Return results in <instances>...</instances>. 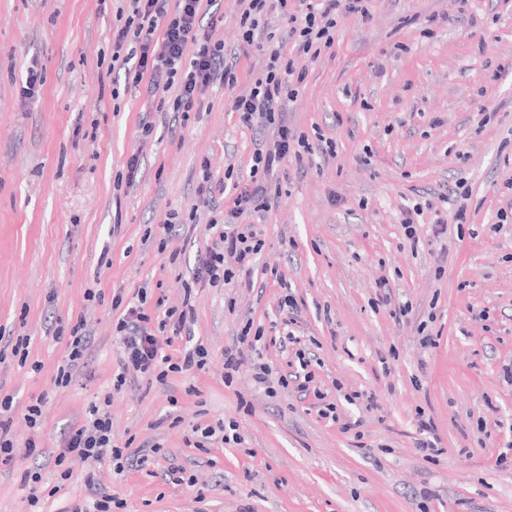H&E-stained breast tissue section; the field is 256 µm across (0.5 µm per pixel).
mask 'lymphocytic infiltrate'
Instances as JSON below:
<instances>
[{"label":"lymphocytic infiltrate","instance_id":"1","mask_svg":"<svg viewBox=\"0 0 512 512\" xmlns=\"http://www.w3.org/2000/svg\"><path fill=\"white\" fill-rule=\"evenodd\" d=\"M129 2L127 10L118 11L112 30V66L124 71L133 85L144 86L147 98H155L159 89L177 88L173 109L188 113L214 81L235 86L236 77L224 58L223 44L210 43L199 34L202 7L215 0H177L171 10L167 9L166 0ZM343 14L367 16V0H307L304 9L289 17L290 33L297 39L300 51L310 53L316 44L331 46ZM305 74L298 59L276 47L271 49L267 65L254 79L249 93L229 96L227 107L238 114L243 124L278 126L279 139L272 151L253 154L246 184L233 208L225 212L217 240L199 257L194 283L214 286L231 283L239 275H251L264 241L255 225L239 223V216L247 209H270L268 177L275 163L289 155L299 161L315 152L306 135H294L283 125L279 106L281 99L297 98ZM137 297V302L127 305L121 298L112 300L113 306L123 309L115 332L122 345L124 371L113 379L114 391L122 389L131 373L162 382L172 373L204 371L209 353L202 343L184 347L175 359L164 351L173 338L186 331L189 309H169L157 318L145 307L146 291H138ZM111 403V394L91 402L85 424L69 432L62 451L55 457L61 480L72 476L66 464L72 454L89 462L111 458L119 473L133 462L127 446L119 445L112 436Z\"/></svg>","mask_w":512,"mask_h":512}]
</instances>
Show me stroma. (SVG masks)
<instances>
[{"label": "stroma", "mask_w": 512, "mask_h": 512, "mask_svg": "<svg viewBox=\"0 0 512 512\" xmlns=\"http://www.w3.org/2000/svg\"><path fill=\"white\" fill-rule=\"evenodd\" d=\"M217 3L201 27L223 44L240 94L266 52L244 46L240 0ZM122 5L0 0V392L14 398L18 446L32 436L27 402L48 400L41 456L0 467V512H29L21 475L36 465L50 492L43 512L99 493L123 499L122 512H512V0H369L367 19L342 16L334 45L302 57L306 78L284 108L290 128L336 151L281 162L271 208L242 215L265 239L253 287H194L189 328L209 351L206 370L154 384L131 374L116 392L112 296L131 302L143 287L148 308L181 307L182 283L216 237L199 204L202 167L230 208L255 149L277 136L243 126L218 83L189 116L149 110L143 89L109 69ZM34 63L45 83L28 98ZM460 179L467 235L433 240L427 214L411 246L403 210ZM93 287L103 302L86 300ZM287 294L297 347L278 342ZM79 320L91 338L85 362L70 386H54L66 354L55 331ZM249 322L264 332L257 347L273 378H290L276 393L248 362L224 385V350ZM426 335L436 347H423ZM19 336L30 339L25 366L12 355ZM299 348L323 399L297 390ZM354 392L372 393L376 409L349 403ZM106 393L115 439L148 452V465L119 474L73 456L72 479L58 483L51 458ZM325 402L338 420L320 415ZM171 411L180 424L165 422ZM422 417L443 450L434 463L417 447ZM217 422L235 425L240 443L194 448L193 427ZM174 467L195 485L170 479Z\"/></svg>", "instance_id": "1"}]
</instances>
